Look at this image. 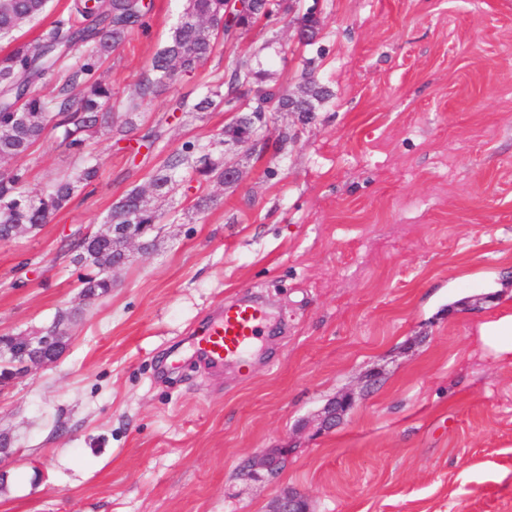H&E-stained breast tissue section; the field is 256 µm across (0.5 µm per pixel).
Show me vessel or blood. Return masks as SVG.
Returning a JSON list of instances; mask_svg holds the SVG:
<instances>
[{"mask_svg": "<svg viewBox=\"0 0 512 512\" xmlns=\"http://www.w3.org/2000/svg\"><path fill=\"white\" fill-rule=\"evenodd\" d=\"M269 321L270 315L264 305L243 298L225 306L201 334L192 337L194 352L199 360L214 366L248 367L250 354L264 335Z\"/></svg>", "mask_w": 512, "mask_h": 512, "instance_id": "obj_1", "label": "vessel or blood"}]
</instances>
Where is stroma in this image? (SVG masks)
I'll return each instance as SVG.
<instances>
[{"label":"stroma","mask_w":512,"mask_h":512,"mask_svg":"<svg viewBox=\"0 0 512 512\" xmlns=\"http://www.w3.org/2000/svg\"><path fill=\"white\" fill-rule=\"evenodd\" d=\"M289 4L146 101L123 140H91L93 192L0 242V334L80 309L60 359L0 390L15 452L0 512H267L286 490L307 512H512V358L479 341L512 313V0ZM182 6L151 0L102 66L113 113ZM312 6L322 26L304 46L288 23ZM253 54L292 93L313 59L331 97L308 123L267 115L265 139L290 136L282 153L227 146L240 181L184 184L159 204L176 221L80 301L63 241L103 229L183 142L213 140L232 113L169 103ZM14 164L39 191L75 161L50 135ZM245 292L276 335L250 370L205 365L191 336ZM343 397L352 408L320 429ZM280 448L277 472L259 466Z\"/></svg>","instance_id":"35a3bbf8"}]
</instances>
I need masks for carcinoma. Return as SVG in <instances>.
I'll return each mask as SVG.
<instances>
[{
    "mask_svg": "<svg viewBox=\"0 0 512 512\" xmlns=\"http://www.w3.org/2000/svg\"><path fill=\"white\" fill-rule=\"evenodd\" d=\"M47 0H0V38H11L25 23L39 17ZM286 10L283 0H251L233 18L226 17L224 0H186L166 44L155 55L147 73L136 85L121 125L114 126L104 108L112 100V87L97 76L103 59L118 49L129 32L145 25L141 0H73L49 27L33 40L16 43L0 56V159L29 153L48 130L59 133L61 143L81 164L69 174L36 193L29 190L27 172L20 167L0 173V242L12 240L13 229L38 230L65 209L75 194L92 184L98 164L87 156L94 137L108 133L124 136L135 125L140 106L158 88L195 73L210 60L217 37L236 38L260 22L270 24ZM73 52L80 63L68 70L57 94L44 98L34 93L39 84L58 81ZM312 61L305 62L303 86L311 103L327 100L330 90L315 76ZM288 90L274 83L260 63L238 60L212 76L207 91L191 99L172 101L171 112H286ZM224 183V134L206 145L185 142L151 175L148 185L136 186L118 198L108 224H160L165 214L152 203L154 196H172L185 182ZM126 249L124 237L108 243V254L91 252L90 244L76 233L61 247L63 255L83 267L80 295L101 296L112 288L111 258Z\"/></svg>",
    "mask_w": 512,
    "mask_h": 512,
    "instance_id": "carcinoma-1",
    "label": "carcinoma"
}]
</instances>
